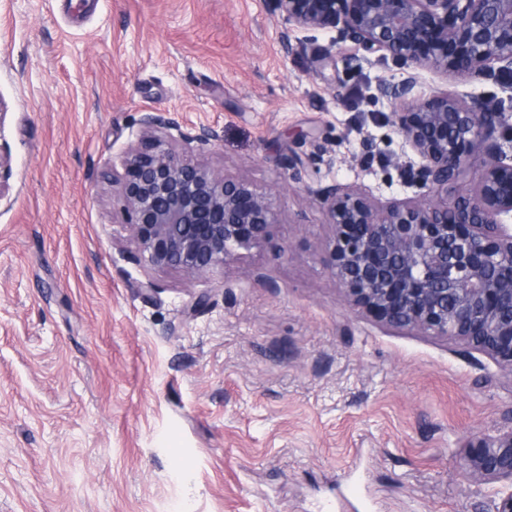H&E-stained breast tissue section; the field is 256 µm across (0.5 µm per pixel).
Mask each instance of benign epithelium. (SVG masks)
I'll list each match as a JSON object with an SVG mask.
<instances>
[{
    "instance_id": "1",
    "label": "benign epithelium",
    "mask_w": 512,
    "mask_h": 512,
    "mask_svg": "<svg viewBox=\"0 0 512 512\" xmlns=\"http://www.w3.org/2000/svg\"><path fill=\"white\" fill-rule=\"evenodd\" d=\"M282 37L334 32L356 65L391 57L406 67L378 94L409 105L393 113L404 147L422 160L417 199L378 205L340 185L311 190L333 227L326 265L345 302L395 328L466 342L512 372V162L492 141L505 112L474 93L417 102L421 72L478 81L512 71V0H268ZM121 156L130 240L153 270L188 280L266 239L276 216L249 181L184 161L157 133L176 126L156 113ZM188 151L216 146L202 128L179 134ZM485 160L477 184L448 197L470 153ZM462 475L496 483L490 512H512V428L470 444Z\"/></svg>"
}]
</instances>
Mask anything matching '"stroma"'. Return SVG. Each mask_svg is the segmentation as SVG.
Here are the masks:
<instances>
[{"label": "stroma", "mask_w": 512, "mask_h": 512, "mask_svg": "<svg viewBox=\"0 0 512 512\" xmlns=\"http://www.w3.org/2000/svg\"><path fill=\"white\" fill-rule=\"evenodd\" d=\"M266 0H0V512H487L470 440L512 428V372L348 307L313 189L415 197L379 83ZM512 98V73L416 94ZM161 112L277 215L207 278L130 242L120 157ZM332 144L331 161L288 167ZM209 301L194 318V295ZM179 137L183 142L184 149L188 151L211 149L219 141L217 132L209 128H202L198 133L190 136L181 133Z\"/></svg>", "instance_id": "obj_1"}]
</instances>
